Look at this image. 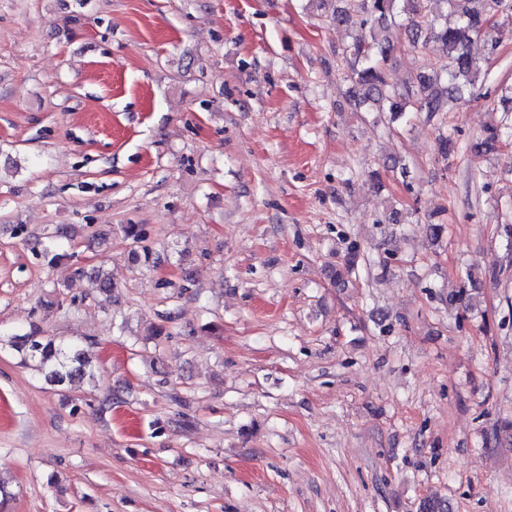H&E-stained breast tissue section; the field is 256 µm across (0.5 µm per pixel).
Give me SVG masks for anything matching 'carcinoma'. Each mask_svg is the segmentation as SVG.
<instances>
[{
	"mask_svg": "<svg viewBox=\"0 0 512 512\" xmlns=\"http://www.w3.org/2000/svg\"><path fill=\"white\" fill-rule=\"evenodd\" d=\"M505 0H317V7L331 10L337 25L358 29L342 55L353 60L345 72L355 107L366 105L377 112L402 116L407 112L448 111V101H465L481 74V64L468 50L471 37L484 33L491 14ZM403 15L412 42L423 30L442 45L446 63L435 75L419 76L417 85L399 89L386 78L385 67L392 46L382 30ZM25 358L37 362L45 379L62 385L87 374L89 359L75 344H65L34 333L0 338Z\"/></svg>",
	"mask_w": 512,
	"mask_h": 512,
	"instance_id": "obj_1",
	"label": "carcinoma"
}]
</instances>
